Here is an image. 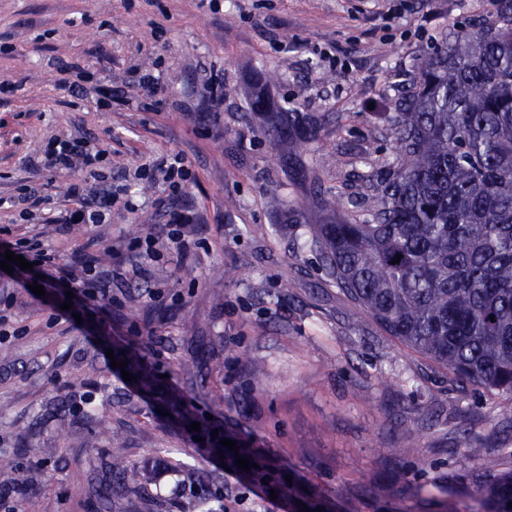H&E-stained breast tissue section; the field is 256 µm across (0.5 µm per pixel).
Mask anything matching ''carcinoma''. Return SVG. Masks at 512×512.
I'll list each match as a JSON object with an SVG mask.
<instances>
[{
	"instance_id": "cac0c4a2",
	"label": "carcinoma",
	"mask_w": 512,
	"mask_h": 512,
	"mask_svg": "<svg viewBox=\"0 0 512 512\" xmlns=\"http://www.w3.org/2000/svg\"><path fill=\"white\" fill-rule=\"evenodd\" d=\"M273 140H288L301 156L316 138L318 120L269 111L258 93ZM390 118L397 160L362 216L343 214L306 225L327 277L389 335L430 358L461 382L512 395V6L496 17L440 39L417 66L410 90ZM401 254L400 262L393 263ZM137 377V389L160 395L170 418L186 427L196 418L128 350L114 351ZM193 435L224 454L250 460L247 475L291 503L316 512L321 502L276 475L272 461L231 434L212 439L201 424ZM236 442L234 452L220 444ZM143 473L112 459L102 490L107 508L142 488ZM512 471L488 480L468 512H512Z\"/></svg>"
}]
</instances>
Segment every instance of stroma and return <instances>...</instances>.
Segmentation results:
<instances>
[{
	"mask_svg": "<svg viewBox=\"0 0 512 512\" xmlns=\"http://www.w3.org/2000/svg\"><path fill=\"white\" fill-rule=\"evenodd\" d=\"M0 0V227L49 247L60 263H128L152 225L162 261L99 292L73 317L65 295L36 296L37 272L0 269V500L19 512H106L97 488L113 454L150 475L124 512H288L285 499L227 472L220 458L165 420L113 370L109 349L145 350L169 392L199 418L235 432L309 485L326 512H464L490 476L512 468V396L462 383L403 346L330 283L305 227L328 209L355 211L395 159L388 116L442 35L497 15L486 0ZM79 63L76 71L68 63ZM160 76L143 100L137 70ZM276 79L259 84L261 72ZM224 97H204L205 75ZM120 86L100 107L66 87ZM263 90L277 112L321 124L301 157L273 142ZM98 145L100 166L126 182L138 209L107 224L60 227L74 172L37 163L55 138ZM181 156L189 217L176 251L155 201L162 183L136 178L148 159ZM51 199L20 212L3 198L25 186ZM300 216L288 220L289 212ZM246 267L244 280L224 270ZM122 435L113 450L108 431ZM467 431L468 469L455 463ZM410 443L409 458L393 448ZM218 474L199 499L186 466ZM35 469L38 481L15 482Z\"/></svg>",
	"mask_w": 512,
	"mask_h": 512,
	"instance_id": "35a3bbf8",
	"label": "stroma"
}]
</instances>
